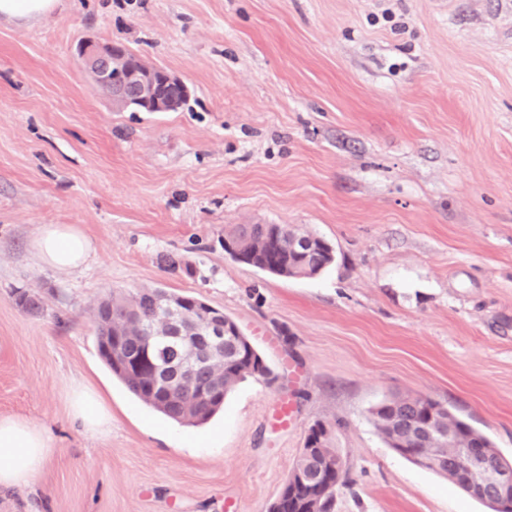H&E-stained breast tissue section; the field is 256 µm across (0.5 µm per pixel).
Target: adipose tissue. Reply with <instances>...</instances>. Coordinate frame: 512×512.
Returning a JSON list of instances; mask_svg holds the SVG:
<instances>
[{"label": "adipose tissue", "instance_id": "1", "mask_svg": "<svg viewBox=\"0 0 512 512\" xmlns=\"http://www.w3.org/2000/svg\"><path fill=\"white\" fill-rule=\"evenodd\" d=\"M30 244L42 264L60 272L82 268L93 251L91 240L76 224L37 225ZM70 406L86 432L111 430V415L84 389L74 390ZM54 448L46 427L23 417L0 416V490L32 487L51 462Z\"/></svg>", "mask_w": 512, "mask_h": 512}]
</instances>
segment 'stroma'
Returning <instances> with one entry per match:
<instances>
[{
  "label": "stroma",
  "mask_w": 512,
  "mask_h": 512,
  "mask_svg": "<svg viewBox=\"0 0 512 512\" xmlns=\"http://www.w3.org/2000/svg\"><path fill=\"white\" fill-rule=\"evenodd\" d=\"M87 37L181 77L187 106L118 110L80 69ZM40 224L80 225L87 265L40 264ZM239 224L297 226L335 261L261 271L224 251ZM157 287L223 310L271 370L205 425L154 412L98 357V299ZM77 383L110 434L72 420ZM401 395L447 403L512 460V0H57L0 18V416L55 441L0 512H268L318 421L347 464L333 512H489L388 448L369 410Z\"/></svg>",
  "instance_id": "obj_1"
}]
</instances>
